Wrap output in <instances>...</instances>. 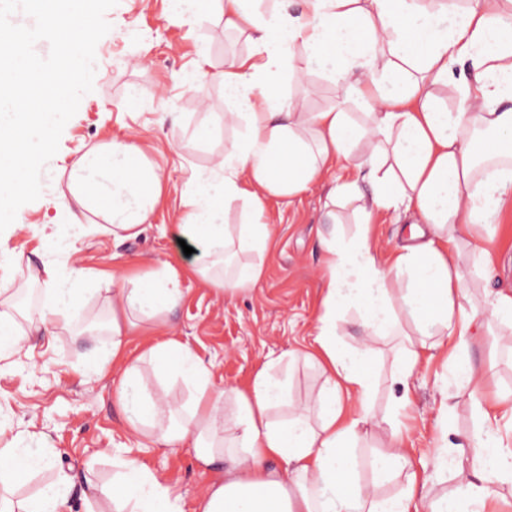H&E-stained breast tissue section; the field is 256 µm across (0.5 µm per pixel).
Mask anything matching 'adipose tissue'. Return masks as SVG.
Here are the masks:
<instances>
[{
	"instance_id": "obj_1",
	"label": "adipose tissue",
	"mask_w": 512,
	"mask_h": 512,
	"mask_svg": "<svg viewBox=\"0 0 512 512\" xmlns=\"http://www.w3.org/2000/svg\"><path fill=\"white\" fill-rule=\"evenodd\" d=\"M224 26L246 35L251 53L227 61L219 77L231 108L225 120L237 128L228 150L209 168L191 170L193 187L177 226L180 239L200 251L197 263L165 262L132 278L106 301L111 318L99 349V370L118 378L117 397L131 430L149 442L190 446L206 475L197 512H416L417 474L410 455L398 448L391 429L376 451L377 480L405 476L397 496L369 494L361 484L354 449L370 419L373 380L365 368L370 340L400 339L393 382L401 388L397 409L411 405L408 379L441 349L459 384L475 397L482 430L470 439L466 459L451 461L447 450L431 459L434 472L453 470L457 488L428 503V512H486L494 486L512 481V437L499 434V415L512 416V398L488 393L489 368L466 357L484 320L512 322V291L486 289L475 295L468 282L471 263L493 275L489 248L467 250L476 229L488 227L512 207V0H482L481 9L428 6L426 0H303L299 15L279 0L267 10L254 0H214ZM303 47L295 59V47ZM319 69L342 90L341 102L317 112L288 103L283 89L305 87L304 74ZM453 87L448 110L436 87ZM363 109L362 121L347 103ZM375 141L363 156L362 137ZM355 163L353 177L335 184L327 204L351 210L361 231L353 239L325 244L327 276L323 313L307 361L324 378L318 393V422L294 413L272 420L285 400L282 382L266 364L249 386L215 388L210 366L187 344L167 337L144 358L175 372L192 388L193 399L177 404L148 391L138 360L125 356L126 340L165 326L179 306L186 274L204 280L216 294L254 289L264 268L254 264L237 277L220 274L232 233L266 249L270 229L265 201L292 199L339 163ZM77 205L66 232L71 242L141 228L162 197V186L142 149L112 139L87 148L67 170ZM247 200L245 224L232 226L224 211ZM102 211L103 223H87L80 211ZM380 210L411 217L412 245L386 257L373 252L369 235ZM88 270L61 274L55 267H29L27 282L43 287L36 312L19 317L10 283L0 281V358L28 348L41 331L72 333L85 308ZM360 315L363 340L344 345L337 321L345 309ZM412 330H405L404 321ZM438 343H430V336ZM52 448H0V512H72L73 485L66 475L30 499H15L23 476L51 467ZM284 469H277V462ZM111 486L96 488L94 512H177L170 491L148 468L130 458L115 461Z\"/></svg>"
}]
</instances>
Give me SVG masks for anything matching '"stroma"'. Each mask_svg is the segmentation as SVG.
<instances>
[{"instance_id": "obj_1", "label": "stroma", "mask_w": 512, "mask_h": 512, "mask_svg": "<svg viewBox=\"0 0 512 512\" xmlns=\"http://www.w3.org/2000/svg\"><path fill=\"white\" fill-rule=\"evenodd\" d=\"M105 18L111 29L97 44L93 90L64 127L59 149L42 173L41 196L22 207L28 228L0 233V248L20 259L0 271L14 285L24 283L30 262L50 264L63 273L74 267L99 272L87 313L74 319L78 327L88 312L107 317L103 291L122 287L126 276L146 273L165 261L192 264L174 237L182 200L191 190L187 172L208 168L214 155L231 148L235 131L224 123L229 104L217 74L225 58L252 49L245 37L225 29L213 5L190 25L169 20L168 0H119ZM132 89L139 98L135 109L126 105ZM203 125L211 135L196 139L194 132ZM115 137L135 141L161 177L164 202L146 229L123 240L98 235L75 244L62 234L50 240L34 235L33 226L67 220L59 198L66 187L60 168L84 147ZM333 179L326 174L290 201L267 199L268 248L236 249L226 260L231 267L263 265L264 276L252 292L219 296L191 276L183 282L180 305L167 318L170 332L211 363L216 386H241L275 362L274 372L284 380L294 409L312 419L319 411L315 396L323 378L303 353L312 345L324 295L321 240L332 233L348 240L359 232L349 212L337 211L332 220L324 214L322 204ZM485 338L468 355L478 364L494 361L492 389L512 395V326L491 322ZM32 343L31 351L0 359V420L11 425L13 434L38 433L39 446L55 449L60 459L58 468L28 478L18 496L34 495L62 471L73 484L74 512H81V497L90 484L111 485L112 458L120 454L155 473L178 496L180 512H195L205 477L193 450L147 445L131 431L116 397L115 377L97 372L96 337L37 336ZM398 343L395 336L372 343L368 368L375 377L371 407L376 421L392 413ZM408 384L414 410L402 445L413 460L430 459L445 445L450 456L466 454L467 438L478 427L469 390L449 381L438 358L417 369ZM445 400L454 405L453 414L443 412ZM376 421L357 442L360 459L384 440Z\"/></svg>"}]
</instances>
